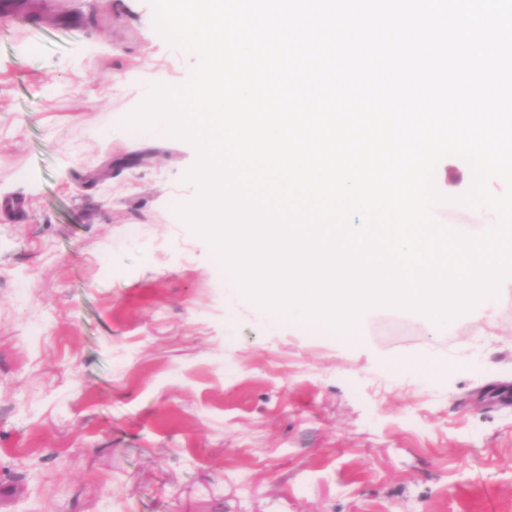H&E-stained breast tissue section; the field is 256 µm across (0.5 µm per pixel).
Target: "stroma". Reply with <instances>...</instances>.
<instances>
[{"label": "stroma", "instance_id": "obj_1", "mask_svg": "<svg viewBox=\"0 0 512 512\" xmlns=\"http://www.w3.org/2000/svg\"><path fill=\"white\" fill-rule=\"evenodd\" d=\"M0 15V512H512V288L433 333L260 315L175 203L198 153L126 118L194 55L150 0ZM437 222L475 230L448 156ZM425 354L447 375L405 368Z\"/></svg>", "mask_w": 512, "mask_h": 512}]
</instances>
